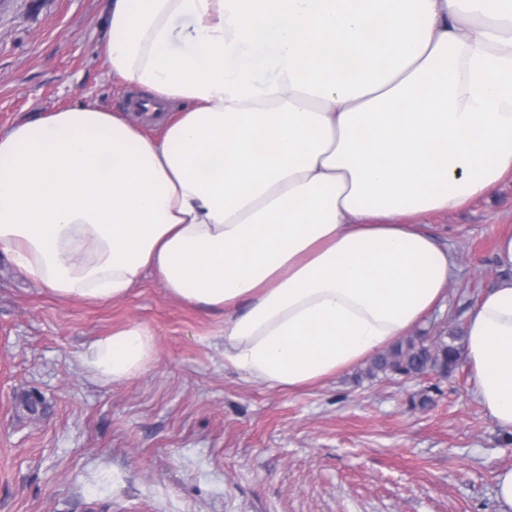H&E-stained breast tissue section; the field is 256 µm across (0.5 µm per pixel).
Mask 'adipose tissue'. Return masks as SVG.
<instances>
[{
  "instance_id": "ef3b65f1",
  "label": "adipose tissue",
  "mask_w": 512,
  "mask_h": 512,
  "mask_svg": "<svg viewBox=\"0 0 512 512\" xmlns=\"http://www.w3.org/2000/svg\"><path fill=\"white\" fill-rule=\"evenodd\" d=\"M98 49L156 109L0 133V251L63 301L149 274L223 311L253 382L312 385L406 336L455 269L420 219L512 180V0H110ZM156 346L133 322L80 363L121 381ZM465 356L512 432V277L470 311Z\"/></svg>"
}]
</instances>
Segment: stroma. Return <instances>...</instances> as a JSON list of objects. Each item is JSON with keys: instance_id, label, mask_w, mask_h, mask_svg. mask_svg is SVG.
<instances>
[{"instance_id": "obj_1", "label": "stroma", "mask_w": 512, "mask_h": 512, "mask_svg": "<svg viewBox=\"0 0 512 512\" xmlns=\"http://www.w3.org/2000/svg\"><path fill=\"white\" fill-rule=\"evenodd\" d=\"M106 12L107 0H0L1 131L79 103L131 111L137 90L113 82L97 49ZM422 226L456 271L415 332L460 347L500 275L512 182ZM132 322L157 337L143 372L82 370L91 342ZM222 322L151 277L122 300L62 301L0 254V512H496L512 434L478 403L466 363L445 377L362 365L271 388L225 363Z\"/></svg>"}]
</instances>
